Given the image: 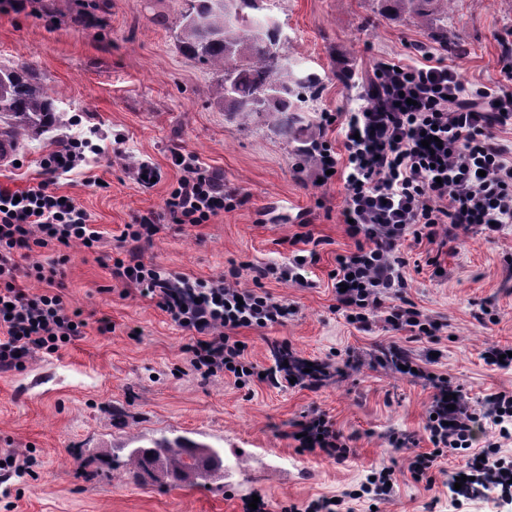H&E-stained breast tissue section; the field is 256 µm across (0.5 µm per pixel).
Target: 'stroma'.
<instances>
[{"label":"stroma","mask_w":512,"mask_h":512,"mask_svg":"<svg viewBox=\"0 0 512 512\" xmlns=\"http://www.w3.org/2000/svg\"><path fill=\"white\" fill-rule=\"evenodd\" d=\"M185 9V0H27L23 11L0 10V67L30 65L56 107L55 126L22 139L17 164L0 167V186L22 189L37 178L56 138L81 135L104 150L82 164L81 175L59 183L103 234L98 248L68 251L66 299L88 318L87 335L0 375V450L33 448L38 458L34 475L7 482L21 492L13 512H243L244 500L257 492L266 512H281L292 502L355 489L389 464L392 434L414 435L421 451L430 446L424 426L433 387L375 361L394 342L463 386L473 407L487 394L512 391V369L487 365L481 356L492 344L512 348V230L495 240L471 234L445 246L405 247L407 298L442 323L435 341L411 340L380 321L361 330L336 313L330 278L337 255L354 248L341 215L343 183H319L315 160L299 152L307 142L340 143L338 127L322 125L321 115L362 105L379 62H409L432 51L447 55L469 83L498 78L503 47L512 45V0H456L439 21L440 35L387 15L380 0H266L287 63L322 82L290 140L257 122L240 128L214 104L215 74L188 61L176 40ZM82 12L102 17L103 27L82 26ZM118 145L126 159L113 154ZM176 150L195 154L246 201L196 227L165 225L143 244L144 261L201 280L234 266L241 287L250 288L254 267L287 261L297 235L318 239L310 287L262 282L293 315L237 333L259 368L273 366L272 349L281 343L326 364L317 388L241 389L229 376L202 379L188 368L187 333L113 278L110 258L124 226L164 207L179 176L171 162ZM130 160L152 161L160 182L142 188L126 167ZM87 177L102 179L105 188L85 186ZM484 310L491 321L480 322ZM103 316L111 318L112 332H98ZM314 412L348 438L345 461L300 450L293 434ZM170 432L220 449L218 486L202 491L120 469L131 449ZM463 463L459 456L443 460L430 489L399 477L379 512H512L510 504L486 500L454 507L445 482Z\"/></svg>","instance_id":"35a3bbf8"}]
</instances>
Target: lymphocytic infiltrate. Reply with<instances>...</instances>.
Here are the masks:
<instances>
[{"label": "lymphocytic infiltrate", "mask_w": 512, "mask_h": 512, "mask_svg": "<svg viewBox=\"0 0 512 512\" xmlns=\"http://www.w3.org/2000/svg\"><path fill=\"white\" fill-rule=\"evenodd\" d=\"M502 62L499 79L471 87L445 57L430 52L413 63L383 62L364 89L362 106L340 120L324 113L325 125H338L343 149L335 151L325 141L316 143L313 153L322 182L336 177L346 190L341 215L354 248L337 255L333 281L346 286L336 295V310L354 325L366 330L378 317L392 330L434 340L441 323L404 297L408 280L401 246L468 234L493 239L512 227V143L501 137L512 131L511 46L504 48ZM426 136L439 138L440 147H423ZM89 152L98 155L102 149L86 138L60 140L41 158L39 181L18 191L0 187L1 374L23 369L36 353H58L85 334L82 310L65 300L67 251L76 243L98 246L102 234L73 197L59 194L57 184ZM172 164L180 176L163 212L145 211L125 225L120 239L126 248L113 259L115 277L189 333L184 350L201 377L230 375L245 387L261 379L316 387L324 364H307L283 350L276 367L263 371L238 348L236 337L242 328L285 322L292 307L259 284L272 277L308 286L306 271L317 260L315 252L255 267L251 288L239 287L234 268L215 279L192 281L143 261L141 244L159 234L162 219L196 226L245 201L196 155L173 152ZM47 249L57 256L46 262ZM26 279L42 283V291H26ZM383 355L386 364L413 369L435 390L426 422L431 449L408 458L412 479L434 486L441 459L463 454L466 479L459 497L472 501L492 489L512 490V460L501 454L503 443L512 440V391L487 395L476 410L461 386L417 365L399 344ZM299 432L302 449L320 450L339 462L351 453L323 416L306 418ZM395 481V466H386L357 490L335 499L321 496L302 507L291 503L282 512H353V501L385 500Z\"/></svg>", "instance_id": "obj_1"}]
</instances>
